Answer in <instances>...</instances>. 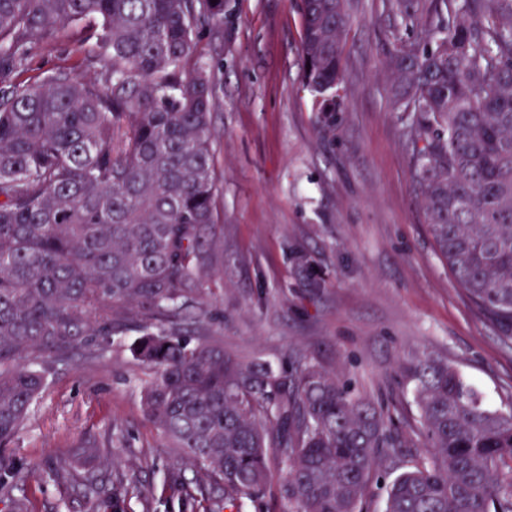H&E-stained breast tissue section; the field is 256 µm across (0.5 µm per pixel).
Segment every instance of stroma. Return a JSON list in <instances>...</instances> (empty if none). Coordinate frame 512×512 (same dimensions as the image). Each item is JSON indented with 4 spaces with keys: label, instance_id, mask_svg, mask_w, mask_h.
Returning <instances> with one entry per match:
<instances>
[{
    "label": "stroma",
    "instance_id": "1",
    "mask_svg": "<svg viewBox=\"0 0 512 512\" xmlns=\"http://www.w3.org/2000/svg\"><path fill=\"white\" fill-rule=\"evenodd\" d=\"M299 0H226L224 38L200 36L219 70L212 112L224 290L213 325L225 350L279 365L306 359L389 400L397 421L415 407L394 383L422 353L448 359L493 407H512V343L485 321L439 257L415 189L408 119L389 96L396 39H421L379 0H349L345 78L336 120L324 125L302 88ZM84 29L39 44L18 78L77 69ZM305 253L309 266L298 264ZM136 332L113 337L104 356L55 367L24 428L7 447L19 464L101 448L98 468L119 459L141 492L161 494L172 454L143 415L149 370L135 361ZM40 512H87L78 492L47 474L14 492Z\"/></svg>",
    "mask_w": 512,
    "mask_h": 512
}]
</instances>
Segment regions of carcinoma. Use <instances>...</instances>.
<instances>
[{
  "mask_svg": "<svg viewBox=\"0 0 512 512\" xmlns=\"http://www.w3.org/2000/svg\"><path fill=\"white\" fill-rule=\"evenodd\" d=\"M423 43L396 39L394 108L408 113L417 189L440 257L488 321L512 324V0H383ZM226 0H0V445L24 427L53 367L101 356L97 338L139 333L151 371L145 417L197 476L168 473L179 512H366L383 461L403 455L393 420L351 382L283 356L224 351L210 307L224 252L211 112L218 72L200 27L223 36ZM303 87L336 111L347 0H302ZM85 24L89 75L15 79L33 46ZM427 452L387 486L382 512H512V408H492L448 360L398 369ZM88 512H127L130 475L74 472ZM34 467L0 455V497Z\"/></svg>",
  "mask_w": 512,
  "mask_h": 512,
  "instance_id": "obj_1",
  "label": "carcinoma"
}]
</instances>
